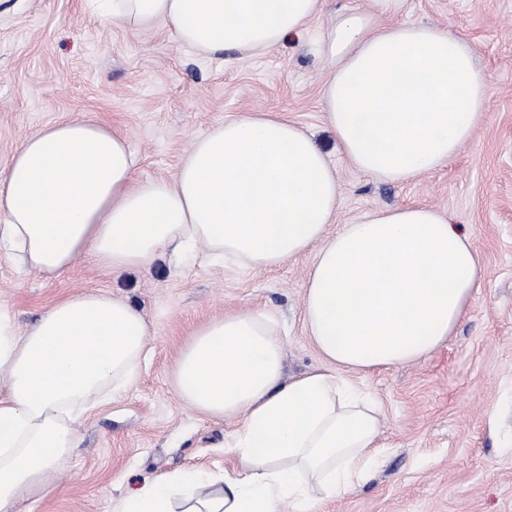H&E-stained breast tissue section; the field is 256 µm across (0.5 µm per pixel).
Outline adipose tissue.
<instances>
[{"label":"adipose tissue","instance_id":"obj_1","mask_svg":"<svg viewBox=\"0 0 512 512\" xmlns=\"http://www.w3.org/2000/svg\"><path fill=\"white\" fill-rule=\"evenodd\" d=\"M321 38L334 62L322 88L336 148L357 170L404 183L467 143L488 85L465 39L404 20L405 0H372ZM325 0H102L127 29H172L220 56L259 54L306 33ZM126 137L100 122L49 123L0 179V248L45 277L81 254L113 272L150 270L207 244L214 260L271 268L310 253L304 320L322 364L284 375L274 319L255 311L196 331L175 381L184 402L236 420L223 478L190 469L123 497L117 512H319L370 480L380 411L350 373L416 362L465 317L484 268L470 236L427 206L370 213L333 228L336 174L297 124L267 114L225 119L193 138L175 179L142 180ZM148 327L125 301L64 299L24 333L0 312V512L49 488L90 403L132 387Z\"/></svg>","mask_w":512,"mask_h":512}]
</instances>
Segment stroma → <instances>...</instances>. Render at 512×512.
<instances>
[{"instance_id": "1", "label": "stroma", "mask_w": 512, "mask_h": 512, "mask_svg": "<svg viewBox=\"0 0 512 512\" xmlns=\"http://www.w3.org/2000/svg\"><path fill=\"white\" fill-rule=\"evenodd\" d=\"M371 0H326L305 34L259 56L210 58L166 28L112 24L88 0H0V178L29 135L85 118L126 134L138 178H174L192 138L229 117L268 112L311 132L333 159L337 224L375 209L425 205L449 215L479 250L484 279L455 333L426 359L353 374L381 411L371 480L322 512H512V0H407L406 19L451 28L475 49L490 101L448 165L405 183L374 180L336 152L321 88L332 66L319 33ZM306 254L266 269L212 262L205 244L180 266L108 273L91 257L47 279L0 251V311L24 331L56 302L90 292L120 298L149 324L136 384L94 404L73 428L80 442L31 512H114L161 474L208 475L237 461L224 437L236 424L185 404L173 380L193 333L235 312L277 321L284 372L321 363L303 322Z\"/></svg>"}]
</instances>
